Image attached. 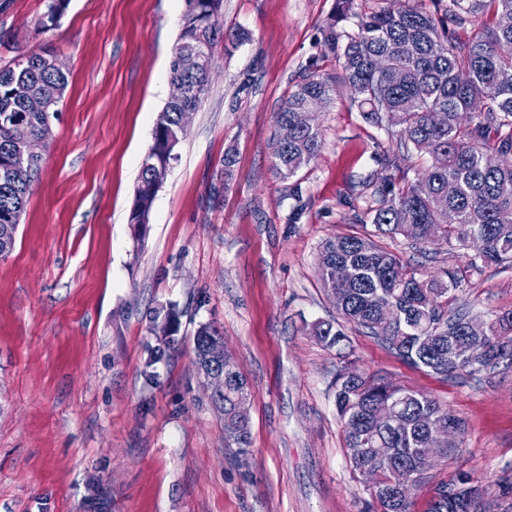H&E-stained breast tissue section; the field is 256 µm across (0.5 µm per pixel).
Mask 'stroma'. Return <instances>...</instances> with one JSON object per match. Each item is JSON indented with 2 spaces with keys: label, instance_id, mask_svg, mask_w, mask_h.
Here are the masks:
<instances>
[{
  "label": "stroma",
  "instance_id": "1",
  "mask_svg": "<svg viewBox=\"0 0 512 512\" xmlns=\"http://www.w3.org/2000/svg\"><path fill=\"white\" fill-rule=\"evenodd\" d=\"M0 0V67L53 48L68 87L33 179L13 251L0 258V512H367L332 387L342 359L311 333L339 320L318 271L326 239L362 231L359 186L398 151V130L366 121L343 82L328 25L337 0H223L229 37L214 51L147 227L128 221L141 161L171 93L185 0ZM336 92L316 115L319 155L291 182L273 168L275 114L308 69ZM234 175L222 181L227 149ZM302 204L298 223L288 217ZM382 243L420 278L464 267L433 241ZM473 315L512 310V267L490 266L457 293ZM224 333L250 390V443L224 433L193 352L196 329ZM351 359L427 394L466 423L438 452L432 486L466 471L493 512L512 505V367L448 381L413 368L345 324Z\"/></svg>",
  "mask_w": 512,
  "mask_h": 512
}]
</instances>
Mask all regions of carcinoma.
Here are the masks:
<instances>
[{
  "mask_svg": "<svg viewBox=\"0 0 512 512\" xmlns=\"http://www.w3.org/2000/svg\"><path fill=\"white\" fill-rule=\"evenodd\" d=\"M68 0H50L40 28L56 27L53 18L60 4ZM411 0L402 8L383 7L359 15L357 30L340 35L335 25L327 29L325 41L331 51H340L344 83L365 119L384 122L398 128L400 150L391 157L379 158L382 173L363 183L367 190V214L374 230L328 239L319 256V275L323 285L336 289V309L346 321L376 338L403 362L443 379L467 372L491 375L498 367L512 364V311L486 320L482 338H471L465 330L470 318L456 301V291L465 274L478 273L491 265L512 263V56L499 53L503 43L512 44V0H448L444 14L437 17ZM223 0H186L181 32L174 47L182 49L204 39L215 45L224 35L208 34L203 16L222 8ZM477 23L479 30L462 40L457 32ZM345 42H340V38ZM389 59V67L379 71L374 60ZM213 57L204 69L182 72L171 60V78L183 81L191 94L181 103H166L159 112L153 142L145 155L139 180L148 179L147 163L154 153L185 138L179 127L184 108L197 109L210 91L209 71ZM68 85V76L56 72L47 55L30 52L18 56L13 64L0 68V245L13 248L17 227L4 217L23 213L39 161L17 162L4 167V159L17 156L13 139L34 134L48 120L57 118ZM41 95L45 112H28L27 95ZM335 88L310 72L288 93L278 112L276 125L291 123L297 111L319 110L332 99ZM474 101L484 109L469 125L459 122ZM322 132L314 125L300 129L295 138L272 144L276 173L284 180L296 175L318 155ZM426 153L431 163L418 172L413 182L395 184L386 174L389 168L410 162L413 155ZM499 156L496 167L486 165L489 155ZM455 193L448 194V183ZM455 222L448 223V214ZM378 235H399L415 245L431 242L439 235L453 249L473 251L460 274L447 273L448 280L422 279L397 254L375 241ZM347 269L345 279L331 283L336 265ZM396 310L398 321L389 335L377 325V314L385 308ZM311 333L329 349L341 351L344 365L333 382L336 412L343 425L347 448L363 453L349 457L355 472L372 470L378 491L373 500L379 512H411L389 485L393 475L407 467L415 476L414 486L428 480L431 465L422 461L419 449L425 447L428 432L425 423L452 424L463 431L464 423L432 397L408 389L399 394L378 375L357 371L349 354L342 351L348 342L340 326L317 322ZM222 337L214 325L197 328L194 335L196 365L207 371L208 343ZM250 398L245 379L233 365L226 369L224 383V430L242 447L249 443L248 422L235 416L239 400ZM391 406L393 414L383 423L372 418L375 406ZM378 448H393L389 459L377 455ZM432 492L428 512H487L479 484L468 473L459 474L450 483L439 482Z\"/></svg>",
  "mask_w": 512,
  "mask_h": 512,
  "instance_id": "cac0c4a2",
  "label": "carcinoma"
}]
</instances>
